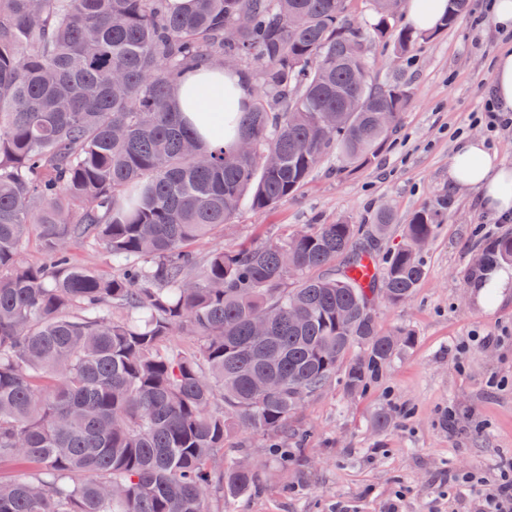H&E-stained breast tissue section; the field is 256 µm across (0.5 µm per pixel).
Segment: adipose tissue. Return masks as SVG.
Here are the masks:
<instances>
[{
  "mask_svg": "<svg viewBox=\"0 0 512 512\" xmlns=\"http://www.w3.org/2000/svg\"><path fill=\"white\" fill-rule=\"evenodd\" d=\"M250 91L241 77L223 70L189 73L173 90L182 120L210 148L224 146V119L241 112ZM448 182L479 193L482 205L502 216L512 215V166L503 163L484 141L461 142L448 166Z\"/></svg>",
  "mask_w": 512,
  "mask_h": 512,
  "instance_id": "adipose-tissue-1",
  "label": "adipose tissue"
}]
</instances>
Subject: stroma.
<instances>
[{"label":"stroma","mask_w":512,"mask_h":512,"mask_svg":"<svg viewBox=\"0 0 512 512\" xmlns=\"http://www.w3.org/2000/svg\"><path fill=\"white\" fill-rule=\"evenodd\" d=\"M486 3L470 0L456 25L409 54L370 45L377 81L406 83L412 100L369 164L340 174L327 160L292 199L269 211L242 210L221 235L192 243L202 256L274 242L311 224H360L384 206L396 225L379 245L383 254L400 244L401 226L415 211L448 198L414 297L375 308L383 328L412 329L413 345L364 392L347 394L337 381L309 401L293 422L304 440L289 445L287 458L256 435L228 440L229 454L266 466L261 492L224 500L223 512H386L398 495L404 512H482L481 496L454 485L452 474L493 479L501 460L512 458V302L485 311L469 288L488 245L512 236V220L483 210L475 191L448 187L460 134L486 133L477 118L500 44ZM463 342L469 350L460 362ZM450 407L456 418H448ZM381 412L393 416L382 430L374 424Z\"/></svg>","instance_id":"obj_1"}]
</instances>
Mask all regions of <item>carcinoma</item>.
<instances>
[{
    "label": "carcinoma",
    "mask_w": 512,
    "mask_h": 512,
    "mask_svg": "<svg viewBox=\"0 0 512 512\" xmlns=\"http://www.w3.org/2000/svg\"><path fill=\"white\" fill-rule=\"evenodd\" d=\"M370 2L375 23L356 26L345 0H0V462L29 469L0 479V512H220L214 493L260 478L226 438L284 448L333 380L362 392L412 345L374 305L413 297L446 199L409 218L367 288L350 269L389 230L385 208L203 261L188 250L287 201L324 158L344 173L385 147L412 94L375 80L367 45L403 54L431 34ZM468 2L448 0L439 28ZM226 55L253 93L233 128L250 155L204 150L171 106L187 70ZM32 227L45 265L20 257ZM81 240L115 273L75 264ZM502 261L512 236L482 266Z\"/></svg>",
    "instance_id": "1"
}]
</instances>
